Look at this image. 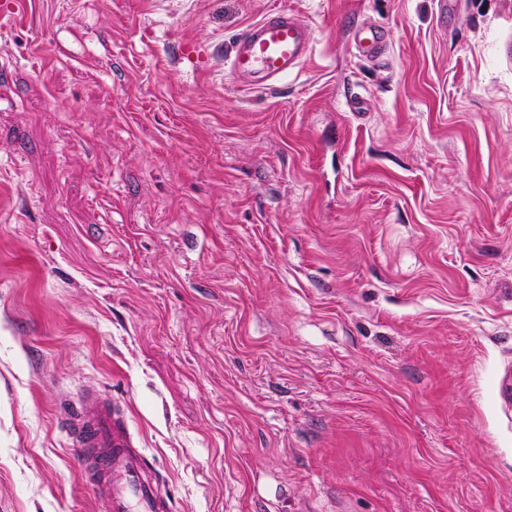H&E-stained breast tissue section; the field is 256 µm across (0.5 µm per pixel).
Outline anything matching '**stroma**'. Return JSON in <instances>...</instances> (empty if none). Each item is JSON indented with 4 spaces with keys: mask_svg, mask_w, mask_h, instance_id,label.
Segmentation results:
<instances>
[{
    "mask_svg": "<svg viewBox=\"0 0 512 512\" xmlns=\"http://www.w3.org/2000/svg\"><path fill=\"white\" fill-rule=\"evenodd\" d=\"M17 2L0 512H104L94 398L174 512H512V0ZM278 13L312 51L247 87ZM313 42L311 28L296 15L263 17L241 32L227 62L247 86L266 89L299 68ZM370 36L356 34L353 38V46L356 52L365 58H374L378 55L382 46V31L377 27H368Z\"/></svg>",
    "mask_w": 512,
    "mask_h": 512,
    "instance_id": "obj_1",
    "label": "stroma"
}]
</instances>
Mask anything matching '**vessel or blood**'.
I'll return each mask as SVG.
<instances>
[{
  "label": "vessel or blood",
  "mask_w": 512,
  "mask_h": 512,
  "mask_svg": "<svg viewBox=\"0 0 512 512\" xmlns=\"http://www.w3.org/2000/svg\"><path fill=\"white\" fill-rule=\"evenodd\" d=\"M314 42L311 28L298 16L282 13L249 24L236 39L229 68L247 86L266 89L299 68ZM363 57H376L382 32L370 28L355 35ZM73 426L78 444L100 449L95 465L96 488L106 512H172V502L145 456L137 447L126 417L111 404L82 405Z\"/></svg>",
  "instance_id": "vessel-or-blood-1"
}]
</instances>
